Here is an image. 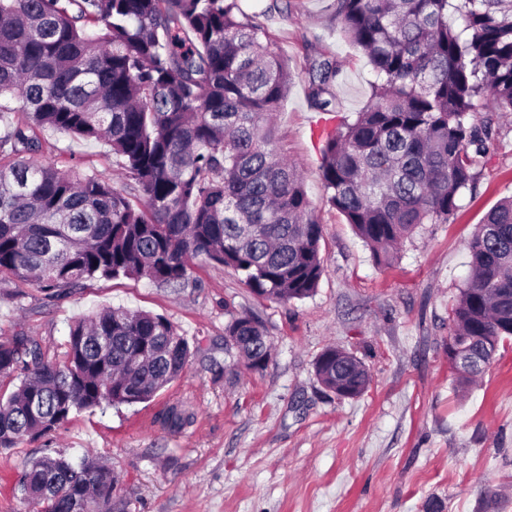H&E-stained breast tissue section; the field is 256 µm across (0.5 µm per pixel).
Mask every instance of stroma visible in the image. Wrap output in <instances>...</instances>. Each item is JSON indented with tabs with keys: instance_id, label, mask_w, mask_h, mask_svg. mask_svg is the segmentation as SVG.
<instances>
[{
	"instance_id": "stroma-1",
	"label": "stroma",
	"mask_w": 512,
	"mask_h": 512,
	"mask_svg": "<svg viewBox=\"0 0 512 512\" xmlns=\"http://www.w3.org/2000/svg\"><path fill=\"white\" fill-rule=\"evenodd\" d=\"M329 3L290 0L271 14L264 0L244 3L292 69L303 71L320 49L343 63L338 114L312 110L298 80L275 116L277 150L297 166L323 226L316 292L274 302L201 259L192 286L180 289L121 277L57 295L0 279V336H31L48 357H63L75 320L106 307L165 315L191 348L182 375L150 401L87 410L50 436L0 451V512H25L14 487L48 448L74 463L87 455L107 463L120 478L119 512H512V345L464 390L448 360L468 244L512 195V114L495 117L496 145L447 223L423 225L390 265H377L327 203L321 144L311 136L312 123L333 126L359 111L374 79L334 31ZM39 140V159L126 186L107 146L50 131ZM244 313L274 346L260 373L224 351L226 325ZM330 345L364 362L370 383L361 395L340 398L318 381L314 364ZM173 405L194 416L176 432L160 423Z\"/></svg>"
}]
</instances>
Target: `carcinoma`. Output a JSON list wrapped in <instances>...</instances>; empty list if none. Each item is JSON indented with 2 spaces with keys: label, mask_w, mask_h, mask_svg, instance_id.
Returning <instances> with one entry per match:
<instances>
[{
  "label": "carcinoma",
  "mask_w": 512,
  "mask_h": 512,
  "mask_svg": "<svg viewBox=\"0 0 512 512\" xmlns=\"http://www.w3.org/2000/svg\"><path fill=\"white\" fill-rule=\"evenodd\" d=\"M332 20L375 74L367 103L321 134L327 202L389 264L424 224H446L478 180L512 112V0H333ZM342 63L310 57V106L336 111ZM296 75L242 0H0V277L63 293L97 279L146 278L186 288L202 257L243 276L258 296L302 300L323 274V237L296 166L275 148ZM23 113L24 120L16 119ZM107 145L135 196L93 171L39 161L36 132ZM448 346L489 362L512 343V197L469 243ZM248 369L272 346L240 315L225 328ZM188 341L165 316L107 307L74 322L63 361L23 333L0 337V450L103 405L143 403L177 379ZM328 390L369 381L352 354L325 349ZM192 416L176 405L163 423ZM118 478L92 457L46 454L23 472L21 500L41 512H113Z\"/></svg>",
  "instance_id": "carcinoma-1"
}]
</instances>
